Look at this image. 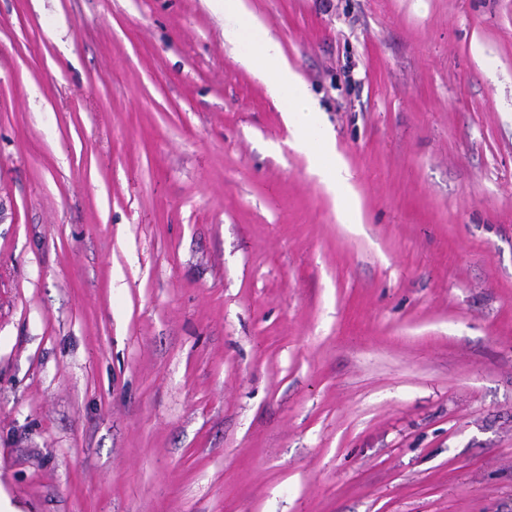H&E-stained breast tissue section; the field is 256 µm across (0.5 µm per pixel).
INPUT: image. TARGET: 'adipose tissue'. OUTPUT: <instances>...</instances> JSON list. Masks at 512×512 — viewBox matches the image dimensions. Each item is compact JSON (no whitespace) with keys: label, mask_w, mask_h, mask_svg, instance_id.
<instances>
[{"label":"adipose tissue","mask_w":512,"mask_h":512,"mask_svg":"<svg viewBox=\"0 0 512 512\" xmlns=\"http://www.w3.org/2000/svg\"><path fill=\"white\" fill-rule=\"evenodd\" d=\"M224 16V38L236 44H248L241 63L265 83L271 94L284 102L285 125L294 134L296 149L314 153L316 172L336 189L347 183L348 176L331 152V140L320 126L318 108L311 92L289 65L280 43L248 8L245 0H210Z\"/></svg>","instance_id":"adipose-tissue-1"}]
</instances>
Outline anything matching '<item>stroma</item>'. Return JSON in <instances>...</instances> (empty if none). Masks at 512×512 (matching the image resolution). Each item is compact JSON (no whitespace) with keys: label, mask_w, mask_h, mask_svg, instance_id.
Returning <instances> with one entry per match:
<instances>
[{"label":"stroma","mask_w":512,"mask_h":512,"mask_svg":"<svg viewBox=\"0 0 512 512\" xmlns=\"http://www.w3.org/2000/svg\"><path fill=\"white\" fill-rule=\"evenodd\" d=\"M0 0L21 512H512V0ZM209 1L224 15V39L240 46L248 43L250 48L239 57L240 62L267 85L276 99L285 103L282 116L287 128L295 133L292 145L315 154V171L336 192V188L347 183L348 173H343L334 161L331 140L320 127L319 110L311 92L288 64L279 41L251 12L245 0Z\"/></svg>","instance_id":"1"}]
</instances>
